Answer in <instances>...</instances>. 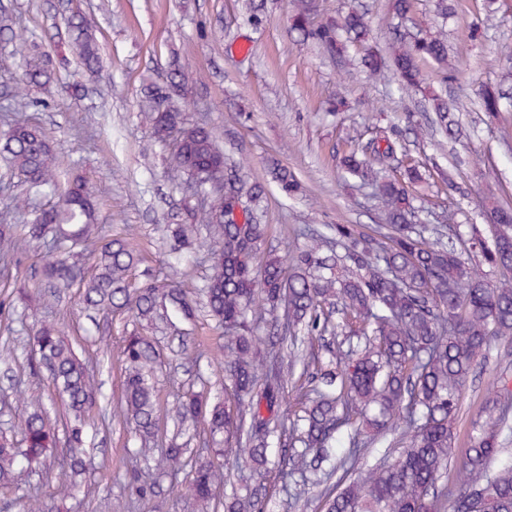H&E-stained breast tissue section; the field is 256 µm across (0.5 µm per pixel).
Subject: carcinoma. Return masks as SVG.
Returning a JSON list of instances; mask_svg holds the SVG:
<instances>
[{
    "label": "carcinoma",
    "instance_id": "obj_1",
    "mask_svg": "<svg viewBox=\"0 0 512 512\" xmlns=\"http://www.w3.org/2000/svg\"><path fill=\"white\" fill-rule=\"evenodd\" d=\"M415 0H390L392 18L413 22V33L394 32L389 57L371 44L366 15L357 8L334 19H319L320 0H295L291 30L322 45L345 61L346 43L363 48L361 64L376 83L396 81L405 88L420 85V63L431 61L448 73V42L440 33L413 21ZM94 20L73 13L68 38L88 71L99 66ZM0 38L14 43L22 62L30 53L27 41L16 36L13 20L0 10ZM196 82L191 70L173 66L164 85L155 87L157 108L148 114L154 135L164 140L170 124L182 118L172 106H158ZM503 96L486 90L484 111L501 110ZM433 122L413 124L414 138L424 141L435 130L457 139L461 127L457 108L440 94L431 95ZM174 154L177 170L192 176L200 168L224 165V194L197 209L190 224H173L170 237L191 243L195 225L210 226L219 246L208 252L211 273L204 286L207 316L224 330V401L208 402L190 393L172 409L158 406L148 383L153 369L152 348L142 336H128L120 351L123 402L119 417L140 436L143 454L167 436L170 424L191 422L202 427L205 440L194 450L171 437L160 449L156 473L133 471L139 492L153 489L158 479L176 481L191 467L192 494L186 512H219L215 485L223 466L204 458L211 447L224 444L238 466L267 474L269 438L278 434L282 478L299 476L302 485L323 486L325 512H443L447 491L439 485L447 470L454 442L453 425L462 387L478 359L495 338H512V207L495 204L499 184L492 169L480 171L490 213L492 243L482 254L505 271L492 282L477 273L470 257L440 240L428 241L414 228L415 207L409 185L423 179L419 166H408L397 177L381 168L395 157L399 142L383 137L354 150L344 159L347 172L370 184L383 224L377 234H364L352 224H329V233L303 230L305 243L291 257L261 253L266 225L259 222L266 184L247 181L228 163L205 123L187 124ZM0 156L25 177L30 189L54 188L57 158L50 136L16 120L0 139ZM272 180L286 195L298 189L294 173L276 165ZM63 204L37 214L18 234L0 227V265L6 267L29 243L52 226L56 253L41 269L44 280L57 288L78 286L86 309L125 311L139 320L165 318L168 312L196 318L189 292L171 282L161 288L137 284L132 270L140 256L130 243L135 229L105 242L93 270L74 281L79 272L70 260L76 246L92 242L98 233L96 201L81 177L68 181ZM246 201L243 221L234 215L237 200ZM263 254L260 269L254 260ZM300 342L303 375L312 383L304 393L299 422L276 423L275 413L288 383L283 363L260 350L263 342ZM35 368L47 375L61 394L69 423L68 462L60 470L55 493L81 491L86 451L85 426L96 405L88 361L51 323L30 336ZM497 418L481 426L461 462L465 479L454 512H512V459L500 462V438L512 420V392L492 398ZM23 446L0 436V497L16 490L15 472L24 463L43 462L57 440L59 421L36 407L20 421ZM383 455L397 451V460H380L358 469L378 445ZM360 470L356 478L349 473ZM266 497L256 490L235 497L227 512H266Z\"/></svg>",
    "mask_w": 512,
    "mask_h": 512
}]
</instances>
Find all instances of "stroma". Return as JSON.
I'll return each mask as SVG.
<instances>
[{
	"label": "stroma",
	"instance_id": "35a3bbf8",
	"mask_svg": "<svg viewBox=\"0 0 512 512\" xmlns=\"http://www.w3.org/2000/svg\"><path fill=\"white\" fill-rule=\"evenodd\" d=\"M16 19L18 35L36 45L33 63H48L52 78L29 85L15 63L12 45L0 41V132L9 108L19 107L20 119L51 137L61 183L84 177L98 203L99 238L119 234L133 225V247L141 262L137 280L163 284L180 281L195 292L209 275L207 248L213 239L206 225H197V250L176 258L167 224L184 220L198 201L187 188L172 157L174 141L160 142L147 115L152 103L147 90L162 84L171 63L195 70L198 82L186 89L180 104L189 122H206L218 146L240 174L266 182L263 224L266 247L292 255L305 242V226L355 224L367 234L377 228V211L368 189L343 187L342 158L353 147L391 128L406 130L421 119V93L374 84L358 71L336 67L310 43L289 30L292 0H265L267 17L260 28L245 22L244 0H0ZM484 0H451L452 13L444 28L459 71L448 85V98L464 106L461 115L468 137L451 143L435 138L424 144L412 136L404 141L420 162L426 181L414 193L418 221L430 224L442 209H459L461 225L486 228L485 198L474 170L493 168L500 182L498 199L512 205V109L497 118L472 108L478 90L499 82L512 48V12L496 26L485 27ZM94 19L101 57L100 69L85 71L78 53L64 41L66 19L72 12ZM344 96L350 110L326 109L335 95ZM292 170L301 189L283 196L271 181L270 168ZM46 241L31 243L18 263L0 269V344L9 343L12 357L0 361V434L19 435L12 425L41 404L64 418L65 408L45 374L33 371L25 343L32 329L54 324L78 354L89 360L97 393L108 419H93L92 449L83 476L88 495L45 499V512H128L131 493L128 472L139 442L117 418L122 399L121 366L104 359L117 352L125 336L136 331L149 338L155 352V389L161 407L177 394L193 389L209 399L221 396L224 352L221 330L212 322L181 324L134 323L125 314L88 315L76 291L52 297L50 289H35V273L48 257ZM32 288L18 299L20 285ZM512 377V339L493 342L475 377L462 391L454 432V447L442 486L456 491L463 474L459 462L470 446L476 425L493 421L486 399L501 375ZM59 441L35 469H23L17 490L0 498V512H24L30 492L44 487L66 455Z\"/></svg>",
	"mask_w": 512,
	"mask_h": 512
}]
</instances>
